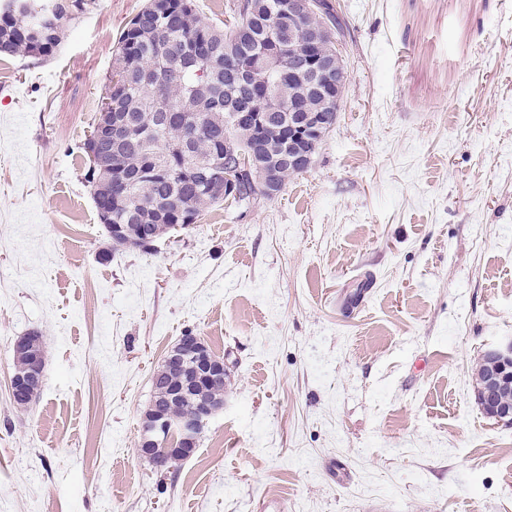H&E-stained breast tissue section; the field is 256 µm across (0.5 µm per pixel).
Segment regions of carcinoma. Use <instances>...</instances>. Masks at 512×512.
<instances>
[{
  "mask_svg": "<svg viewBox=\"0 0 512 512\" xmlns=\"http://www.w3.org/2000/svg\"><path fill=\"white\" fill-rule=\"evenodd\" d=\"M93 0H0V53L52 56L62 21L88 12ZM331 24L313 54L336 69L343 25L331 6L302 20L305 28ZM112 111L131 133L119 146L88 139L93 152L88 179L104 224L136 231L174 232L224 197V116L230 112L329 114L336 118V85L320 89L288 75V0H249L244 17L220 29L203 21L192 0H148L120 32L113 60ZM173 112H195L188 128ZM238 145L261 136L279 154L283 132L238 127Z\"/></svg>",
  "mask_w": 512,
  "mask_h": 512,
  "instance_id": "1",
  "label": "carcinoma"
}]
</instances>
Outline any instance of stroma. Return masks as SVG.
<instances>
[{"label":"stroma","mask_w":512,"mask_h":512,"mask_svg":"<svg viewBox=\"0 0 512 512\" xmlns=\"http://www.w3.org/2000/svg\"><path fill=\"white\" fill-rule=\"evenodd\" d=\"M334 2L347 82L308 169L107 259L82 144L145 0L0 55V512H512V425L475 400L512 340V0ZM188 332L224 406L161 471L140 429ZM38 351L42 358V366L40 367L38 364L37 356L29 355L33 367L29 372V376L16 378L13 374L11 378V396L17 403L29 405L36 399L42 387L44 380V349L42 343L38 346Z\"/></svg>","instance_id":"1"}]
</instances>
